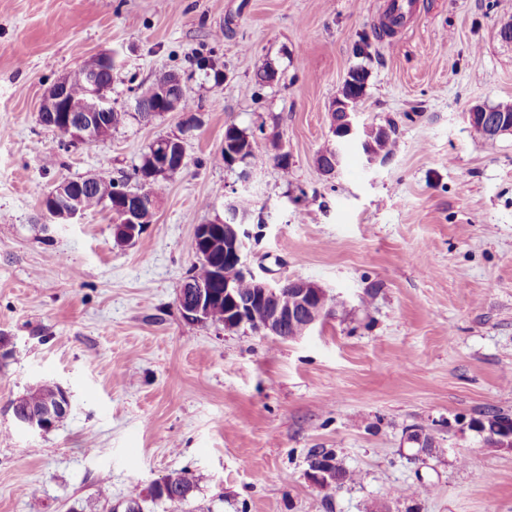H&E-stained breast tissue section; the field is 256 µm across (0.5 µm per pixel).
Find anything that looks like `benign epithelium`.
Returning a JSON list of instances; mask_svg holds the SVG:
<instances>
[{
	"label": "benign epithelium",
	"instance_id": "obj_1",
	"mask_svg": "<svg viewBox=\"0 0 512 512\" xmlns=\"http://www.w3.org/2000/svg\"><path fill=\"white\" fill-rule=\"evenodd\" d=\"M110 67L112 54H98L78 72L59 78L41 101L39 111L44 114V118L67 131L68 142L74 146L99 143L107 136L100 114L109 111V100L99 89L98 74L102 69ZM74 82L84 84L95 100L91 108L80 116L68 112L63 105L67 89ZM334 108L342 111V131L348 143L362 148L368 165L384 164L385 160L372 152L371 142L365 137L368 125L360 120L359 112L352 108L351 101L339 94L336 96ZM484 111L486 106L477 104L467 113L466 120L475 131L484 137L495 138L512 133V125L484 124L480 120V113ZM194 126V122L187 120L181 126L182 134L178 140L160 143L151 157L150 169L142 176L139 188L124 190L113 196V201L107 204L106 209L112 213L115 235L119 236L120 243L129 244L141 234L139 212L156 205L155 198L148 192V185L152 180L161 175H173L183 168L185 154L181 153L179 145L183 144L185 135L191 133ZM43 212L52 224H70L85 214L73 193V185L68 181L48 192L43 200ZM220 227L224 229V259L235 265L240 277L252 281L257 292L249 299L239 298L234 283L222 280L224 269L217 265L214 267L213 280L224 281V293L220 295L213 287H206L200 282L186 281L177 299L180 313L185 319L196 323L208 321L211 303L222 296L226 304L224 327L247 325L276 340H296L306 335L327 316L329 297L326 290L315 283L302 278H289L272 283L255 275L246 262V239L249 234L242 229V225L199 224L195 229L194 240L208 241L211 233ZM285 286L295 294L296 305L288 307L282 303L280 291ZM290 330L293 331L291 335L288 334ZM70 405L68 397L55 407L45 408L29 407L19 399L13 404L15 423L29 432L45 431L58 422L59 417L69 412Z\"/></svg>",
	"mask_w": 512,
	"mask_h": 512
}]
</instances>
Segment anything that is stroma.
Instances as JSON below:
<instances>
[{"instance_id": "stroma-1", "label": "stroma", "mask_w": 512, "mask_h": 512, "mask_svg": "<svg viewBox=\"0 0 512 512\" xmlns=\"http://www.w3.org/2000/svg\"><path fill=\"white\" fill-rule=\"evenodd\" d=\"M413 2L384 33L387 0H0V512L131 498L144 512H512V452L470 425L512 414V134L491 144L466 120L512 103L498 35L512 0ZM208 49L213 74L195 66ZM105 51L127 118L65 145L38 120L42 98ZM268 63L278 78L258 85ZM358 67L361 117L395 122L398 149L371 167L349 147L327 175L330 105ZM168 70L193 109L143 120L135 98ZM189 115L186 165L133 244H117L105 209L46 222L61 181L106 169L136 186L148 146ZM230 124L253 137L246 167L221 158ZM243 170L250 268L315 282L345 310L296 341L190 323L177 306L195 227L223 217ZM47 382L69 414L20 430L13 402ZM416 430L436 452H419ZM313 448L360 481L313 485ZM184 470L203 476L188 500L152 498ZM420 484L431 493L394 495Z\"/></svg>"}]
</instances>
